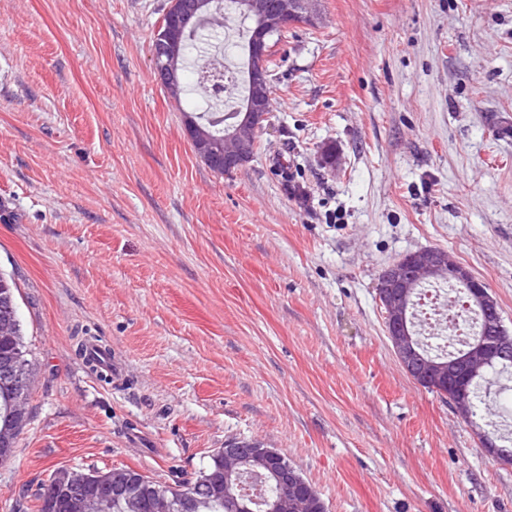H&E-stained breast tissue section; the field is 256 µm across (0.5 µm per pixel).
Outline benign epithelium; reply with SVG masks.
<instances>
[{"label":"benign epithelium","mask_w":512,"mask_h":512,"mask_svg":"<svg viewBox=\"0 0 512 512\" xmlns=\"http://www.w3.org/2000/svg\"><path fill=\"white\" fill-rule=\"evenodd\" d=\"M320 0H233V5L251 15L256 23L250 42L246 71L249 91L235 110L234 120L224 129V136L215 137L192 119H187L186 134L195 153L214 168L233 170L248 163L258 134L271 111L272 80L268 69L270 40L283 34L289 27L304 25L316 28L322 23L318 8ZM228 6L216 0H184L178 21L166 29L159 48L153 53L154 74L166 93L175 101L181 100L183 87V32L200 21L209 23L220 19L228 21ZM384 291L381 293L384 327L387 338L401 366L414 367L428 382L442 383L461 370L477 375L495 360L512 357V333L505 327L498 302L486 283L476 278L468 268L452 259L447 251L425 248L411 253L406 260L394 262L382 271ZM450 281L467 292L471 301L484 313L485 330L463 355L454 360L431 362L423 358L416 340L408 328L414 327L408 312L415 288L424 282ZM29 381V372L23 361L14 355L0 359V382L16 390L10 406L18 414L24 411L21 391ZM481 445L498 459L512 464V450L499 446L493 438L478 431ZM224 490L221 499L236 502L233 485L247 473L275 464L273 474L285 494L277 504L278 512H322L320 499L301 494L297 487L301 477L276 448L253 443L250 459L241 455L234 441L224 443ZM89 474L82 469L64 467L56 480L76 491L85 486Z\"/></svg>","instance_id":"1"}]
</instances>
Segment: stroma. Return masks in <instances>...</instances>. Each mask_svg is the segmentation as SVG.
Masks as SVG:
<instances>
[{
  "label": "stroma",
  "mask_w": 512,
  "mask_h": 512,
  "mask_svg": "<svg viewBox=\"0 0 512 512\" xmlns=\"http://www.w3.org/2000/svg\"><path fill=\"white\" fill-rule=\"evenodd\" d=\"M166 6L0 0V269L33 364L0 512L58 467L171 482L234 439L326 512H512V465L404 371L377 295L438 247L512 331V0H322L228 175L154 77ZM92 337L122 380L83 366Z\"/></svg>",
  "instance_id": "35a3bbf8"
}]
</instances>
